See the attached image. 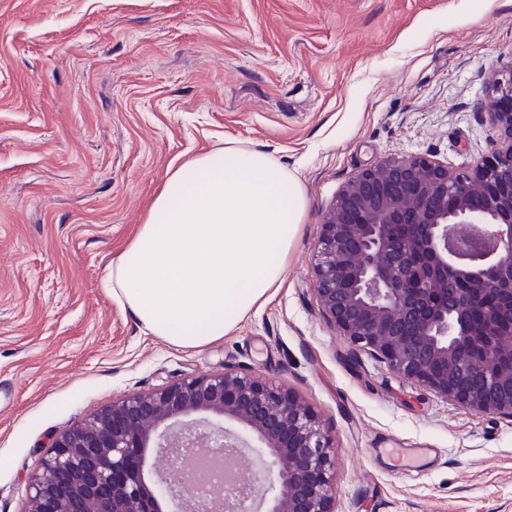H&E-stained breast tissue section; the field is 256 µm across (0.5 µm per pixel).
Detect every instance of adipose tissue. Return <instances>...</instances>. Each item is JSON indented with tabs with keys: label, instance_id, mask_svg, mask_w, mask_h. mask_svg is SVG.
Returning <instances> with one entry per match:
<instances>
[{
	"label": "adipose tissue",
	"instance_id": "1",
	"mask_svg": "<svg viewBox=\"0 0 512 512\" xmlns=\"http://www.w3.org/2000/svg\"><path fill=\"white\" fill-rule=\"evenodd\" d=\"M305 210L296 176L266 151L227 142L170 173L107 288L145 333L209 344L281 287Z\"/></svg>",
	"mask_w": 512,
	"mask_h": 512
}]
</instances>
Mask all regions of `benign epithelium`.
<instances>
[{
	"instance_id": "obj_1",
	"label": "benign epithelium",
	"mask_w": 512,
	"mask_h": 512,
	"mask_svg": "<svg viewBox=\"0 0 512 512\" xmlns=\"http://www.w3.org/2000/svg\"><path fill=\"white\" fill-rule=\"evenodd\" d=\"M500 101L512 104V61L491 77L498 138L473 168L390 157L341 188L323 215L314 292L339 336L394 375L473 411L512 415V363L501 360L512 331L495 333L483 359L469 356L477 295L501 300L485 323L512 316V107ZM188 441L255 448L263 468L247 486L262 512H335L336 449L317 415L276 381L231 367L115 399L52 438L26 512H191L178 465L146 471L149 449L177 460Z\"/></svg>"
}]
</instances>
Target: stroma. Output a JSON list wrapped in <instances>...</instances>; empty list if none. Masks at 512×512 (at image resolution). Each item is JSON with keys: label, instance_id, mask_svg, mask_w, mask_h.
I'll return each instance as SVG.
<instances>
[{"label": "stroma", "instance_id": "1", "mask_svg": "<svg viewBox=\"0 0 512 512\" xmlns=\"http://www.w3.org/2000/svg\"><path fill=\"white\" fill-rule=\"evenodd\" d=\"M511 61L512 0H0V512L52 436L228 365L317 414L335 512H512V417L393 375L313 291L342 185L387 157L472 168ZM229 140L295 175L306 212L273 298L180 348L104 283L171 170Z\"/></svg>", "mask_w": 512, "mask_h": 512}]
</instances>
